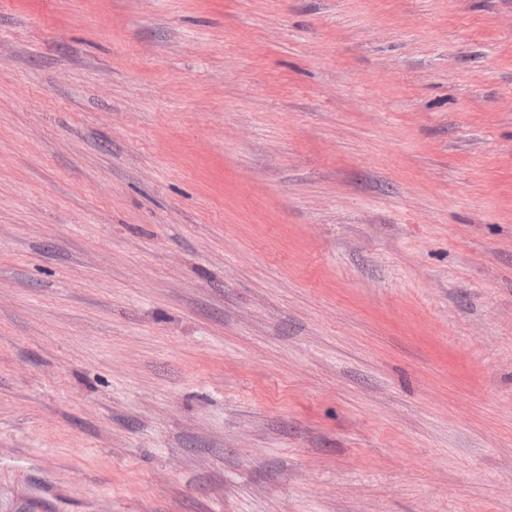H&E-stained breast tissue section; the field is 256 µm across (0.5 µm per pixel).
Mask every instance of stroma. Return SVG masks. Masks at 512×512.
Masks as SVG:
<instances>
[{
  "instance_id": "1",
  "label": "stroma",
  "mask_w": 512,
  "mask_h": 512,
  "mask_svg": "<svg viewBox=\"0 0 512 512\" xmlns=\"http://www.w3.org/2000/svg\"><path fill=\"white\" fill-rule=\"evenodd\" d=\"M512 512V0H0V506Z\"/></svg>"
}]
</instances>
